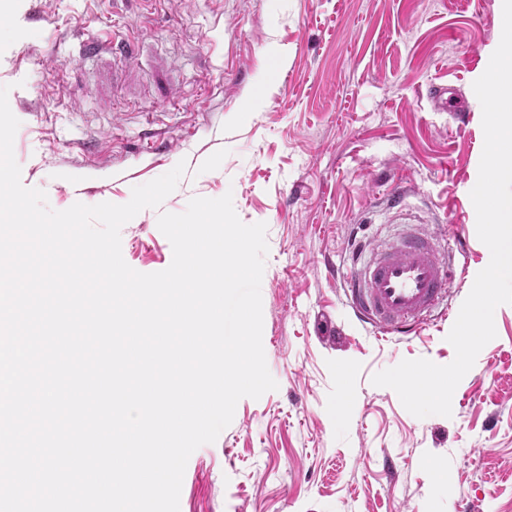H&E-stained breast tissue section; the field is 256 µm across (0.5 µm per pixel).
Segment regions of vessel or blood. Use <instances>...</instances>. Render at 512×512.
<instances>
[{
	"mask_svg": "<svg viewBox=\"0 0 512 512\" xmlns=\"http://www.w3.org/2000/svg\"><path fill=\"white\" fill-rule=\"evenodd\" d=\"M81 50L89 56L106 52L131 59L138 47L96 36L84 40ZM345 283L347 298L364 321L382 333L408 336L449 293L452 275L442 263L436 238L414 230L396 245L376 253Z\"/></svg>",
	"mask_w": 512,
	"mask_h": 512,
	"instance_id": "vessel-or-blood-1",
	"label": "vessel or blood"
}]
</instances>
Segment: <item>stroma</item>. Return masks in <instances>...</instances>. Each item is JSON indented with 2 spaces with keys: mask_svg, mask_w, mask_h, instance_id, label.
<instances>
[{
  "mask_svg": "<svg viewBox=\"0 0 512 512\" xmlns=\"http://www.w3.org/2000/svg\"><path fill=\"white\" fill-rule=\"evenodd\" d=\"M503 0H5L0 86L20 127L25 186L52 209L126 203L186 161L160 209L121 230L122 255L172 262L160 212L232 193L243 223H266L263 347L277 390L241 399L189 458L180 512H512V305L457 386L452 415L410 414L378 371L452 362L447 342L490 261L470 192L484 145L473 83L503 25ZM138 40L133 62L79 56L92 34ZM285 56L257 112L252 93ZM132 70L131 80L113 72ZM456 87L464 118L434 110ZM420 228L467 237L449 296L410 338L380 337L350 308L352 239L387 247Z\"/></svg>",
  "mask_w": 512,
  "mask_h": 512,
  "instance_id": "stroma-1",
  "label": "stroma"
}]
</instances>
